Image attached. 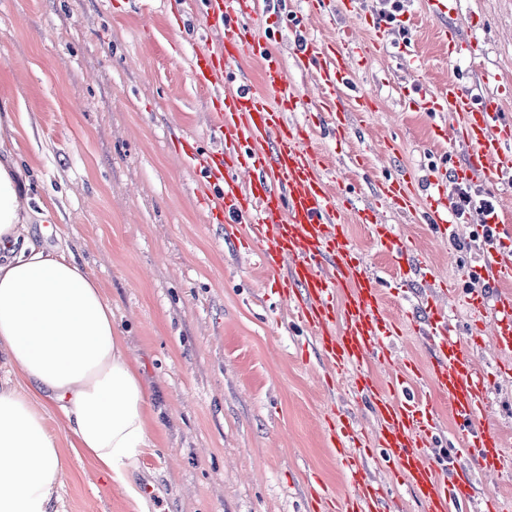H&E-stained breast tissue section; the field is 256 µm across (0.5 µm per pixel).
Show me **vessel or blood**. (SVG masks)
<instances>
[{"label":"vessel or blood","mask_w":512,"mask_h":512,"mask_svg":"<svg viewBox=\"0 0 512 512\" xmlns=\"http://www.w3.org/2000/svg\"><path fill=\"white\" fill-rule=\"evenodd\" d=\"M305 4V13H285L289 27L300 36L297 65L319 72L320 110L341 137L347 132L349 42L341 36L326 42L306 36L305 15L323 14L327 0ZM202 6L209 26L224 33L218 48L205 46L196 52L193 71L199 85L224 84L223 94L212 101L220 146L206 151L186 139L177 146L208 186L204 203L213 223L223 225L229 236L236 225L248 227L243 245L254 248L262 265L277 273V293L293 305L296 323L313 335L318 356L329 363L333 378L354 374L356 394L379 423L369 442L355 432L345 413L327 410L329 446L350 474L351 489L328 493L322 512H396L403 487L421 512H457L473 498L472 479L464 472L450 480L439 476L428 457L439 433L435 405L414 397L412 389L429 381L447 395L460 448L484 474H502L512 453L488 422V378L475 367L472 352L482 336L512 352V291L504 287L512 280V252L491 247L467 267L469 279L495 291L491 299L476 292L466 298L478 310L492 305L490 321L461 329L449 324L440 302L427 298V339L433 347L428 364L404 361L387 383L377 382L375 368L393 364L384 341L401 335L403 323L389 318L382 307L381 282L341 219L347 204L337 198L324 173L326 160L310 126L288 120L298 98L273 48L278 31L258 13L256 0H202ZM246 57L259 64L261 88L242 80L238 64ZM420 98L428 111L452 115V123L440 128V137L468 147L464 162L452 172L456 180L494 186L512 171V121L502 119L494 103L479 101L452 79L437 90L421 92ZM435 189L438 198L426 221L444 239L450 227L448 195L443 183ZM377 195L391 208L408 209L414 201L412 181L386 176ZM364 219L374 224L378 241L397 259L414 262L413 250L390 238L375 213H365ZM372 460L398 476L400 485L375 482L368 469Z\"/></svg>","instance_id":"obj_1"}]
</instances>
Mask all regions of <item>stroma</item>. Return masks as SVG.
Here are the masks:
<instances>
[{
  "instance_id": "35a3bbf8",
  "label": "stroma",
  "mask_w": 512,
  "mask_h": 512,
  "mask_svg": "<svg viewBox=\"0 0 512 512\" xmlns=\"http://www.w3.org/2000/svg\"><path fill=\"white\" fill-rule=\"evenodd\" d=\"M401 25H389L384 48L373 28L342 11L309 17L320 41L354 31L348 59L350 112L344 137L321 139L342 216L369 267L384 277L388 316L414 313L448 282L465 291L459 256L475 260L488 245L469 210L447 240L434 238L422 215L429 178L449 181L448 147L435 134L444 113L426 111L414 86L448 78L496 103L512 120V0H400ZM455 28L462 51L449 57L441 37ZM277 51L299 98L291 121L318 127L319 74L296 66L298 43L280 21ZM222 33L206 26L199 0H0V101L15 118L17 151L55 221L32 225L35 241L65 239L77 262L112 304V322L139 364L153 409L152 445L134 474L152 487L150 512H315L322 487L347 493L349 480L323 433L324 414L347 409L373 436L378 422L359 402L352 379L326 384L328 365L310 334L293 323L274 277L251 249L226 239L201 201L205 186L174 145L187 137L218 148L211 120L214 89L198 85L192 60ZM411 174V209L389 208L376 194L385 171ZM383 215L388 233L419 248L426 276L399 267L362 212ZM475 364L489 373L487 399L504 405L493 420L512 449V355L482 339ZM66 461L62 512H135L126 493L72 448L51 419ZM449 472L470 473L481 496L512 497V473L477 472L466 454H448Z\"/></svg>"
}]
</instances>
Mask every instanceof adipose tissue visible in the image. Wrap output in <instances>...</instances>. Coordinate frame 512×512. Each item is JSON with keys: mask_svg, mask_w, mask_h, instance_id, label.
I'll return each instance as SVG.
<instances>
[{"mask_svg": "<svg viewBox=\"0 0 512 512\" xmlns=\"http://www.w3.org/2000/svg\"><path fill=\"white\" fill-rule=\"evenodd\" d=\"M51 221L0 143V512H60L55 416L72 447L149 512L132 479L152 443L146 388L99 283L67 243L31 238V225Z\"/></svg>", "mask_w": 512, "mask_h": 512, "instance_id": "adipose-tissue-1", "label": "adipose tissue"}]
</instances>
